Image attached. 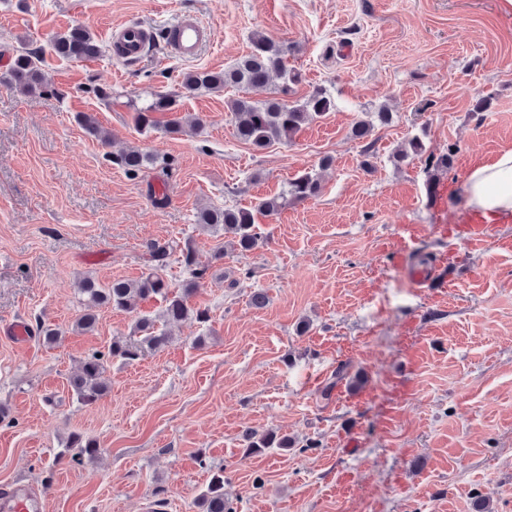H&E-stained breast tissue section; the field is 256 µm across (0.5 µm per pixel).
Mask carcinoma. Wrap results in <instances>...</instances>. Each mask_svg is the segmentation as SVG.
<instances>
[{
  "label": "carcinoma",
  "mask_w": 512,
  "mask_h": 512,
  "mask_svg": "<svg viewBox=\"0 0 512 512\" xmlns=\"http://www.w3.org/2000/svg\"><path fill=\"white\" fill-rule=\"evenodd\" d=\"M51 50L65 59H91L100 55L101 47L93 33L81 26H74L57 34ZM42 54L25 46L15 54L4 79L22 93H33L43 88L40 64ZM282 79L280 94L286 96L292 86L302 81L300 72L288 68L286 48L261 32L251 38L249 51L234 64L222 71L195 70L183 75L181 92L185 96H194L202 91L235 90L234 97L227 101V109L234 121L237 138L255 148L263 149L276 142L291 141L306 125L319 119L336 108L335 100L322 88L313 89L301 101L289 103L281 98L257 101L249 96L253 88L268 83L271 75ZM168 119L161 121L157 115ZM375 120L360 118L351 128L353 139L363 143L362 153L371 157L373 147L369 138L374 123L381 126L392 123L393 114L385 107L374 113ZM135 124L143 132L161 130L167 134L178 135L184 131L182 118L178 116L175 96L158 95L151 104L135 110ZM425 155V147L420 137L408 140L407 146L392 154L393 163L399 167L414 156ZM113 163L120 166L130 177H136L147 166L156 163L153 155L140 149H130L113 157ZM321 194L318 176L310 171L296 175L288 181V188L280 195L260 200L251 208H205L197 214V224L214 233L224 232L233 235L237 248L242 253L255 250L262 243L257 232L259 219L278 214L291 203H300L314 199ZM170 252L160 244L151 246V265L136 279H114L102 286L91 276L79 282V293L83 298L85 310L76 320L75 327L80 331L94 330L97 323V309L102 307L134 313L139 303L159 297L165 306L162 319L165 322H179L195 318L199 322L208 320L205 309H195L188 304L199 283L205 279L208 267L199 264L195 250L188 246L181 253L180 264L190 274V280L179 292L171 290V285L160 274L168 264ZM135 329L142 333L141 345L158 349L169 341L165 332L157 330L155 321L143 317L135 322ZM138 356V348L117 339L112 341L108 351L85 358L80 373L70 380V386L77 399L85 405L101 401L108 393V386L102 379L105 361L109 358H121L131 361ZM250 442L246 454L261 453L270 448L288 450L289 439L272 431L261 434L255 432L249 436ZM71 447L78 449L73 460L81 463L94 459L99 448L96 442L75 435L70 440ZM198 506L202 512H235L224 497V471L218 470L204 490L198 495Z\"/></svg>",
  "instance_id": "cac0c4a2"
}]
</instances>
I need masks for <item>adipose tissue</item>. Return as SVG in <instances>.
Here are the masks:
<instances>
[{
  "instance_id": "adipose-tissue-1",
  "label": "adipose tissue",
  "mask_w": 512,
  "mask_h": 512,
  "mask_svg": "<svg viewBox=\"0 0 512 512\" xmlns=\"http://www.w3.org/2000/svg\"><path fill=\"white\" fill-rule=\"evenodd\" d=\"M466 192L470 204L489 217L512 214V148L471 169L466 178Z\"/></svg>"
}]
</instances>
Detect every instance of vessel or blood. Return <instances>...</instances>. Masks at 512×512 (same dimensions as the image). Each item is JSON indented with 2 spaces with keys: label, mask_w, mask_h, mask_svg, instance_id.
<instances>
[{
  "label": "vessel or blood",
  "mask_w": 512,
  "mask_h": 512,
  "mask_svg": "<svg viewBox=\"0 0 512 512\" xmlns=\"http://www.w3.org/2000/svg\"><path fill=\"white\" fill-rule=\"evenodd\" d=\"M163 37L170 56L190 60L199 51L213 43V29L199 20L196 16L183 14L173 25L167 27L164 33H156L139 22H131L113 30L112 54L122 61H135L141 58L156 37ZM491 231L490 225L481 215H473L462 230V236L467 245L483 244ZM42 502L32 496L25 486L19 485L0 494V512H43Z\"/></svg>",
  "instance_id": "obj_1"
}]
</instances>
